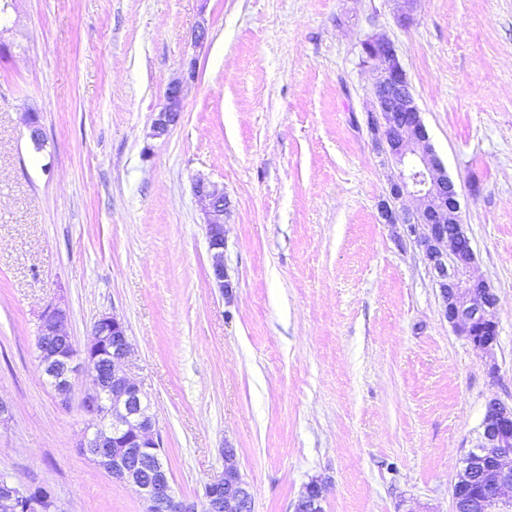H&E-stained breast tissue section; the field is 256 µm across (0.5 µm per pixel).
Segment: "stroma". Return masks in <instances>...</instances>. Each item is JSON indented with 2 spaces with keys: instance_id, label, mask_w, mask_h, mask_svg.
Segmentation results:
<instances>
[{
  "instance_id": "35a3bbf8",
  "label": "stroma",
  "mask_w": 512,
  "mask_h": 512,
  "mask_svg": "<svg viewBox=\"0 0 512 512\" xmlns=\"http://www.w3.org/2000/svg\"><path fill=\"white\" fill-rule=\"evenodd\" d=\"M395 14L394 0H11L0 472L63 512H145L81 454L83 414L39 365L37 314L61 298L77 348L100 314L126 323L178 496L203 504L228 444L254 512H293L314 480L324 512H452L487 403H512V0ZM371 35L397 49L459 192L471 273L497 293V373L443 317L421 250L380 218L395 168L366 124ZM180 77L181 119L151 138ZM199 176L230 200L228 293Z\"/></svg>"
}]
</instances>
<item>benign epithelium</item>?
I'll return each instance as SVG.
<instances>
[{
  "label": "benign epithelium",
  "instance_id": "1",
  "mask_svg": "<svg viewBox=\"0 0 512 512\" xmlns=\"http://www.w3.org/2000/svg\"><path fill=\"white\" fill-rule=\"evenodd\" d=\"M362 64L373 66L376 78L367 124L379 148L394 164L386 199L379 213L386 224H401L423 252L444 318L466 337L475 350L493 354L498 323L490 317L496 294L483 279L470 275L475 261L463 230L455 185L448 179L422 121L411 83L391 41L369 36L361 42ZM186 81L169 83L166 103L152 122V136L163 137L182 114ZM193 190L204 203V224L212 253L211 277L224 287V216L229 201L224 186L197 179ZM414 197V209L396 204ZM36 343L43 373L53 380L62 405L70 403L74 381L83 372L92 391L80 407L93 434L84 436L81 453L99 464L112 479L135 488L146 512H197L196 503L177 496L171 474L162 461L160 438L149 415L150 403L142 381L133 372L134 361L125 323L110 314L94 322L92 341L84 350L73 343L65 326L66 308L49 303L38 315ZM478 443L463 457V472L452 489L454 512H463V496H470V512H512V499L502 498L512 486V406L488 404ZM224 469L205 485V512H254L249 483L234 464L235 449H222ZM48 490H35L7 478L0 480V512H38ZM323 489L310 482L294 505V512H323Z\"/></svg>",
  "mask_w": 512,
  "mask_h": 512
}]
</instances>
